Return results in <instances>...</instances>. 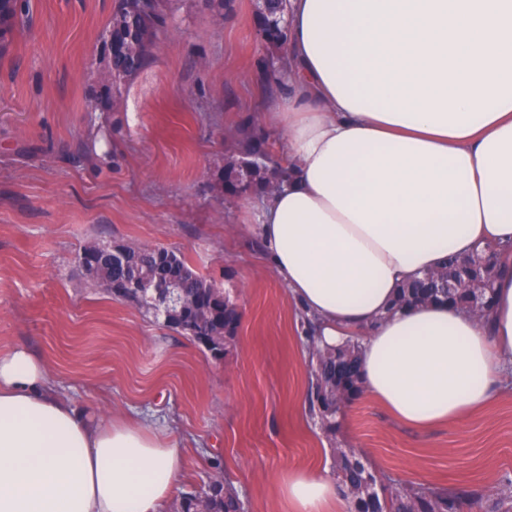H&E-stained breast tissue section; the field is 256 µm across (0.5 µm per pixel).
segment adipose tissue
<instances>
[{"instance_id": "ef3b65f1", "label": "adipose tissue", "mask_w": 512, "mask_h": 512, "mask_svg": "<svg viewBox=\"0 0 512 512\" xmlns=\"http://www.w3.org/2000/svg\"><path fill=\"white\" fill-rule=\"evenodd\" d=\"M283 91L266 101L288 180L255 231L322 343L363 334L364 392L429 430L512 379V0H288ZM500 250L487 322L399 286L450 255ZM172 440L95 420L28 348L0 354V512H164ZM274 481L291 512H336L327 471Z\"/></svg>"}]
</instances>
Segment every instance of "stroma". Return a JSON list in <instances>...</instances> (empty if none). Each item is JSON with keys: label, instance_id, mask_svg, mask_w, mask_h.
<instances>
[{"label": "stroma", "instance_id": "stroma-1", "mask_svg": "<svg viewBox=\"0 0 512 512\" xmlns=\"http://www.w3.org/2000/svg\"><path fill=\"white\" fill-rule=\"evenodd\" d=\"M117 0H26L0 56V352L27 346L56 390L86 412L163 430L185 450L183 491L222 464L246 512H285L271 476L332 468L352 449L404 486L464 487L499 497L512 475V387L462 421L419 431L363 396L328 438L308 413L300 310L255 244L260 199L221 191L235 161L231 127L263 129L255 0L222 15L171 0L165 42L96 112L97 48ZM97 127L116 162L76 155ZM182 253L242 311L231 351L201 346L89 286L77 255L90 239Z\"/></svg>", "mask_w": 512, "mask_h": 512}]
</instances>
